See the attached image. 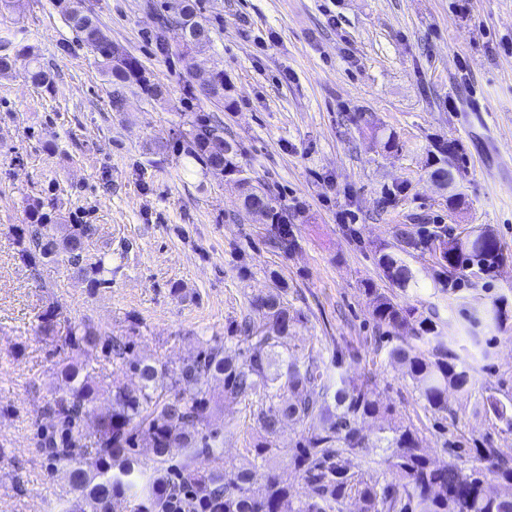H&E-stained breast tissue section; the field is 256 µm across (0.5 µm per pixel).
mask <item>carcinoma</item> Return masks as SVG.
Listing matches in <instances>:
<instances>
[{"label":"carcinoma","instance_id":"cac0c4a2","mask_svg":"<svg viewBox=\"0 0 512 512\" xmlns=\"http://www.w3.org/2000/svg\"><path fill=\"white\" fill-rule=\"evenodd\" d=\"M55 6L72 31L96 54L101 70L116 86L112 111H123L119 86L137 83L151 98L163 96L161 86L151 83L140 61L113 44L85 0H55ZM167 0L155 5L161 28L194 23L202 28L183 43L188 51L202 53L212 46V30L202 15V0H182L179 12L167 9ZM19 70L37 87L48 89L51 74L31 51L0 53V74ZM182 152L205 171L237 174L235 151L224 140V124L206 113H195L183 134ZM434 176L446 183L456 180L451 147H436ZM245 208L258 206L279 227L286 242L287 218L278 211L265 189L246 181L242 185ZM28 223L19 228L17 244L21 260L30 268L45 262L61 266L68 276L92 290L110 283L104 277L105 257L94 262L83 259L86 243L97 233L94 224H65L55 216L50 197L36 198L27 205ZM397 251L383 248L378 265L398 288H417L411 268L399 257L418 245L406 229H396ZM423 243L439 253V262L454 276L458 270L497 267L504 254L495 235L478 231L455 236L442 229L424 231ZM372 317L396 337L388 351L391 363L406 368L414 388L432 413L448 411V391L469 394L473 368L466 358L448 348L445 322L437 310L415 315V310L381 293L367 289ZM260 320L249 316L237 323L246 347L217 342L169 370L148 360L128 357L130 341L106 336L84 323L70 328L65 341L78 355H88L102 346L112 352L121 377L132 374L139 384L129 388L112 380L111 408L94 414L99 388L84 364L58 367L63 386L51 393L40 407L49 428L38 435V452L53 468L65 470L74 496L61 512H112L114 499L129 494L140 498L137 512H163L173 495L187 496L188 512L200 506L209 512H343L342 504L358 498L361 512H512V459L489 443L471 449L475 465L462 468L439 464L421 448L413 424L392 418V407L383 404L373 378L351 377L336 361V375L315 362L283 358L276 349L286 345L297 316L290 313L280 296L259 297L252 302ZM485 326L503 324V306L494 304L481 312ZM222 382L212 390L210 381ZM257 398L256 424L260 439L256 457L268 471L264 491L252 490V472L224 469V436L210 428L212 404L228 406ZM335 410H330L328 398ZM484 406L512 428V398L504 402L490 395ZM94 419L96 435L87 442L85 425ZM295 421L304 425L296 447L282 452L273 444L283 426ZM377 422L375 440L364 433V425ZM144 441L155 457L152 473L135 471L132 456ZM380 448L391 480L383 483L366 474L350 471L345 455L357 448ZM187 448L181 466L163 467L170 449ZM302 474L303 486L294 489L278 473L279 459ZM494 478L504 492L486 493L487 477Z\"/></svg>","mask_w":512,"mask_h":512}]
</instances>
